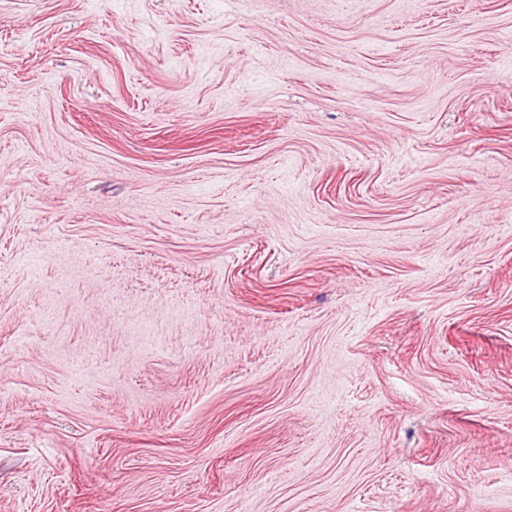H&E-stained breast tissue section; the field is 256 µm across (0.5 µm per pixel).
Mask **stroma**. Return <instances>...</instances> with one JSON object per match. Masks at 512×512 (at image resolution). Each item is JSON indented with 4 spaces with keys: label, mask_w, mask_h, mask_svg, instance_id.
I'll use <instances>...</instances> for the list:
<instances>
[{
    "label": "stroma",
    "mask_w": 512,
    "mask_h": 512,
    "mask_svg": "<svg viewBox=\"0 0 512 512\" xmlns=\"http://www.w3.org/2000/svg\"><path fill=\"white\" fill-rule=\"evenodd\" d=\"M0 512H512V0H0Z\"/></svg>",
    "instance_id": "obj_1"
}]
</instances>
